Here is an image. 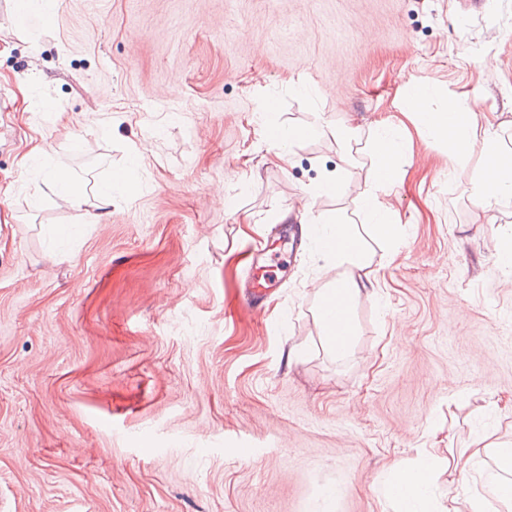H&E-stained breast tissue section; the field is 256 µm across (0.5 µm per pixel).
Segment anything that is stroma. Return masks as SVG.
<instances>
[{
  "label": "stroma",
  "mask_w": 512,
  "mask_h": 512,
  "mask_svg": "<svg viewBox=\"0 0 512 512\" xmlns=\"http://www.w3.org/2000/svg\"><path fill=\"white\" fill-rule=\"evenodd\" d=\"M13 12L0 0V512H395L383 486L425 449L431 512L464 488L506 512L487 481L512 445V206L476 204L480 150L453 165L403 109L416 83L467 95L512 149V0H58L23 32ZM269 107L316 129L285 165ZM399 122L395 248L357 201L372 129ZM135 145V191L97 217L42 173L91 187ZM328 173L340 193L309 198ZM303 207L366 242L340 360L309 288L338 270L311 239L266 310L243 307L252 246Z\"/></svg>",
  "instance_id": "obj_1"
}]
</instances>
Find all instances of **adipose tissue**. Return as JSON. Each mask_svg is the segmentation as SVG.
I'll list each match as a JSON object with an SVG mask.
<instances>
[{
	"mask_svg": "<svg viewBox=\"0 0 512 512\" xmlns=\"http://www.w3.org/2000/svg\"><path fill=\"white\" fill-rule=\"evenodd\" d=\"M432 94L429 85H415L407 99L408 112L418 117L422 131L429 138L447 142L448 154L457 164H464L473 146H480L483 170L473 184V197L478 204L491 208L512 203V152L501 148L497 125L489 121L484 128H477L468 98L464 95L449 99L440 110H428L426 103ZM403 146V138L395 126H382L375 130L371 147L377 163L370 173L371 186L358 204L359 210L371 218L379 233L392 241L399 237V226L382 198L389 195L403 178ZM46 179L56 193L72 205H85L103 211L112 204L113 185L127 182L128 175L124 172L114 173L111 182L90 189L67 167L59 165L47 172ZM332 238L337 240L338 245L336 249L328 251L327 256L335 261L339 270L336 285L332 288L318 286L314 292L319 302L333 301L343 308L344 335H337L332 323L324 321L320 324L326 345L342 357L348 352L355 335L351 312L360 293L361 271L366 266V257L364 243L351 225L339 222L330 227L316 226V242ZM393 480L406 485L403 492L390 494L399 512H428L431 490L425 467L397 469Z\"/></svg>",
	"mask_w": 512,
	"mask_h": 512,
	"instance_id": "1",
	"label": "adipose tissue"
}]
</instances>
